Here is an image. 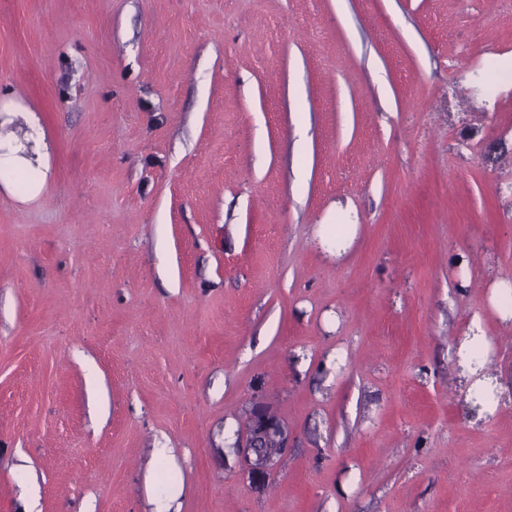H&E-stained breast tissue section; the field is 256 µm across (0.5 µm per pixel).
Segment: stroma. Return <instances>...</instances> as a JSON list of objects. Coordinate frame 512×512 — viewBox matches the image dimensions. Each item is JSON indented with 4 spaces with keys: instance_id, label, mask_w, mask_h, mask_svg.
<instances>
[{
    "instance_id": "1",
    "label": "stroma",
    "mask_w": 512,
    "mask_h": 512,
    "mask_svg": "<svg viewBox=\"0 0 512 512\" xmlns=\"http://www.w3.org/2000/svg\"><path fill=\"white\" fill-rule=\"evenodd\" d=\"M0 86V512H512V0H0ZM19 112H32L8 91H2L0 87V128L6 130V126L12 122V115ZM27 137L24 141L22 132L18 136L12 131H6L0 134V182L2 177H6L14 171L26 170L30 176L26 182V192L30 196L38 195L45 184L47 166L43 160L44 146L41 142V133L37 128V121H30V127L27 129ZM26 146H24L21 142ZM31 156H25L21 152L29 153ZM259 437H267L269 440H276L277 447H274V443L271 441L265 447L254 448L252 460L253 462H260L268 459L270 456L276 458L281 451V448L288 447V430L282 425L276 422L266 423L255 422L250 426L249 435L247 436L244 446H241L245 452V448H253L256 440Z\"/></svg>"
}]
</instances>
